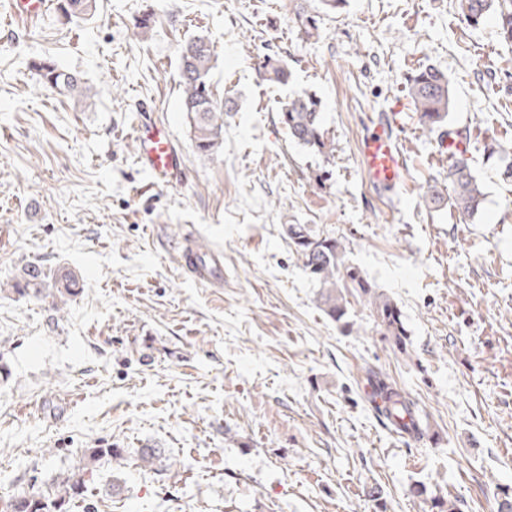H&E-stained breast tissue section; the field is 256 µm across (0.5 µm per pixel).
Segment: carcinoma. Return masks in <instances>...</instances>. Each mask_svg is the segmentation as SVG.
<instances>
[{
  "instance_id": "obj_1",
  "label": "carcinoma",
  "mask_w": 512,
  "mask_h": 512,
  "mask_svg": "<svg viewBox=\"0 0 512 512\" xmlns=\"http://www.w3.org/2000/svg\"><path fill=\"white\" fill-rule=\"evenodd\" d=\"M459 8L472 26L479 25L491 13H498L503 35L512 41V0H459ZM59 9L71 18H91L96 13L97 3L96 0H60ZM296 15L307 37L318 32V19L307 7L299 5ZM213 58L212 42L203 36L189 39L180 48L181 107L188 118L195 148L207 159L223 143L224 113L235 108L229 100L220 104L213 98ZM261 68L269 80L288 83V64L282 58L267 54L263 56ZM32 69L43 83L62 94L71 96L80 92L77 76L49 60L33 63ZM409 84L422 129L432 132L442 126L450 111L448 77L434 67H426L412 75ZM280 120L289 137L309 152L325 157L333 153V141L323 127L322 101L315 95L306 91L294 93L281 109ZM456 162L457 158H452L448 167V180L454 192L452 204L461 215L472 217L482 207L484 193L471 166L459 168ZM286 234L289 245L302 258L308 276L320 285V307L328 318L342 329L353 327L350 302L346 297L347 292L353 291L369 306L380 334L399 353H407V330L400 308L388 296L377 293L375 285L357 267L346 263L345 246L340 239L315 236L303 224L287 225ZM42 285V270L29 265L22 269L12 291L38 293ZM366 384L375 413L384 426L414 441L429 437L432 429L429 415L389 374L370 369L366 372ZM104 456L115 460L122 458L117 448H89L82 466L58 482L54 494L15 497L5 505L7 512H69L71 502L84 492L85 474ZM412 495L427 503L428 512H462V501L430 495L421 482L414 484Z\"/></svg>"
}]
</instances>
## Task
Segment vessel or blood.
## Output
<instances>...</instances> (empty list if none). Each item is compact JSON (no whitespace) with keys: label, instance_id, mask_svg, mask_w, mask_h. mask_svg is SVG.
Segmentation results:
<instances>
[{"label":"vessel or blood","instance_id":"1","mask_svg":"<svg viewBox=\"0 0 512 512\" xmlns=\"http://www.w3.org/2000/svg\"><path fill=\"white\" fill-rule=\"evenodd\" d=\"M48 0H9L11 17L20 23L37 21L45 12ZM399 120L396 113H389L383 122L375 125L372 132L361 142L359 164L369 182L379 189H395L400 186L407 172V159L401 148L394 127ZM138 164L159 184L178 181L182 158L173 146L168 131L141 124L137 131ZM184 261L199 282L214 285L222 281L224 256L212 253L207 259H199L192 250H185Z\"/></svg>","mask_w":512,"mask_h":512}]
</instances>
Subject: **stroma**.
I'll use <instances>...</instances> for the list:
<instances>
[{
    "label": "stroma",
    "instance_id": "1",
    "mask_svg": "<svg viewBox=\"0 0 512 512\" xmlns=\"http://www.w3.org/2000/svg\"><path fill=\"white\" fill-rule=\"evenodd\" d=\"M297 0H98L92 19L50 9L37 24L0 8V284L40 266L41 293L0 294V501L49 492L86 449L115 447L86 476L71 512H425L429 491L497 512L512 487V42L498 17L477 27L456 0H346L317 36ZM155 16L139 28L143 11ZM208 36L217 101H237L224 142L199 157L180 108L179 46ZM283 57L288 84L264 79ZM77 73V101L44 87L31 63ZM436 67L452 106L422 132L407 77ZM322 98L332 155L288 136L281 106ZM402 106L407 176L373 188L358 144ZM163 122L181 179L154 185L134 129ZM466 149L484 193L464 217L426 202L447 183L444 133ZM343 241L348 261L393 299L410 338L394 352L368 307L352 330L319 306V285L285 228ZM224 255V285L180 262L185 230ZM78 280L60 295L59 271ZM389 373L431 415L435 436L383 426L364 369ZM162 451L139 466V448Z\"/></svg>",
    "mask_w": 512,
    "mask_h": 512
}]
</instances>
